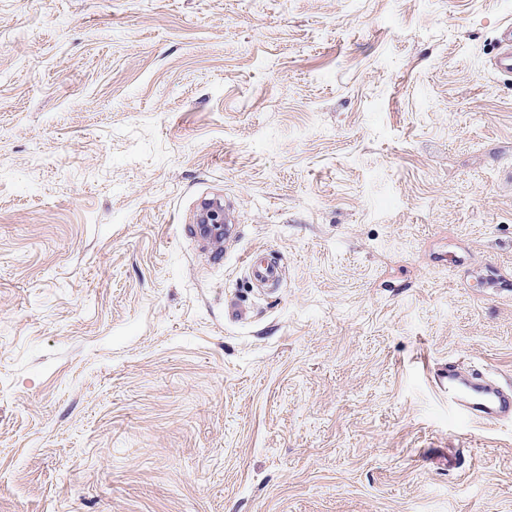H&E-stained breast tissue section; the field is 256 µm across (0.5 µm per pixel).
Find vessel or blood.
<instances>
[{
  "label": "vessel or blood",
  "instance_id": "b4317fda",
  "mask_svg": "<svg viewBox=\"0 0 512 512\" xmlns=\"http://www.w3.org/2000/svg\"><path fill=\"white\" fill-rule=\"evenodd\" d=\"M497 45L493 62L495 70L512 74L511 22L501 26ZM244 264L251 278L259 283L274 284L280 279L278 266L264 258L249 255ZM436 386L447 394L455 413L469 423L491 426L512 418V389L490 378L481 369L449 360L438 374Z\"/></svg>",
  "mask_w": 512,
  "mask_h": 512
}]
</instances>
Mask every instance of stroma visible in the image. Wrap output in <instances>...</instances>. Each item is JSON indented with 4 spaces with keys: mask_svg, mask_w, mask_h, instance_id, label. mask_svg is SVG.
I'll use <instances>...</instances> for the list:
<instances>
[{
    "mask_svg": "<svg viewBox=\"0 0 512 512\" xmlns=\"http://www.w3.org/2000/svg\"><path fill=\"white\" fill-rule=\"evenodd\" d=\"M507 22L0 0V512H512V420L435 385L512 386ZM498 52L494 58V69L500 73L512 74V23L499 29L497 38ZM244 264L251 278L262 284H275L280 279L279 267L266 261L263 257L249 254L244 259ZM436 386L448 393V405L463 420L485 426L512 418V389L484 371L448 359L437 375Z\"/></svg>",
    "mask_w": 512,
    "mask_h": 512,
    "instance_id": "stroma-1",
    "label": "stroma"
}]
</instances>
